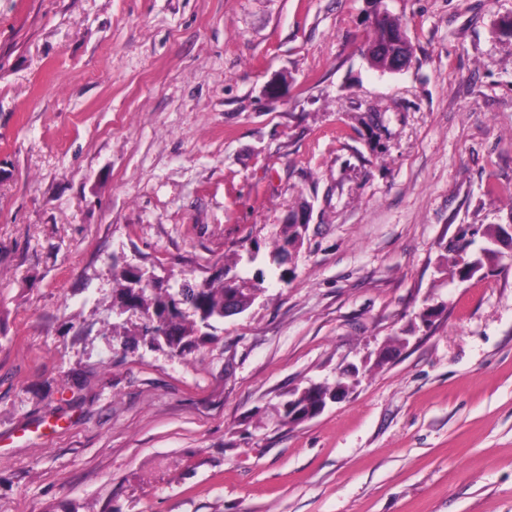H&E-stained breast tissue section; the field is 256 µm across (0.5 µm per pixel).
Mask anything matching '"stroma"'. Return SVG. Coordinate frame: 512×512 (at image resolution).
<instances>
[{"instance_id":"1","label":"stroma","mask_w":512,"mask_h":512,"mask_svg":"<svg viewBox=\"0 0 512 512\" xmlns=\"http://www.w3.org/2000/svg\"><path fill=\"white\" fill-rule=\"evenodd\" d=\"M383 9L400 72L366 54ZM506 19L0 0V512H512V260L464 283L445 261L512 220ZM302 213L203 342L104 332L113 263L200 280ZM341 375L344 400L282 420ZM297 222L296 218H292L291 221L283 225L277 240L274 243L273 250L271 251V255L273 257V261L277 262L279 265L286 260L291 258V251L289 246L294 247L298 239L300 238L299 243L303 238V234L307 230L308 224H301ZM301 226H304V230ZM226 281L228 285H230V296H236L240 290L245 287H249V283L244 282L239 276L233 273L231 276H226ZM255 283L252 284L246 291L240 293L239 298L233 303L232 308L237 311V313L242 312L247 307L251 305L253 300L255 299L256 291ZM238 309V310H237Z\"/></svg>"}]
</instances>
